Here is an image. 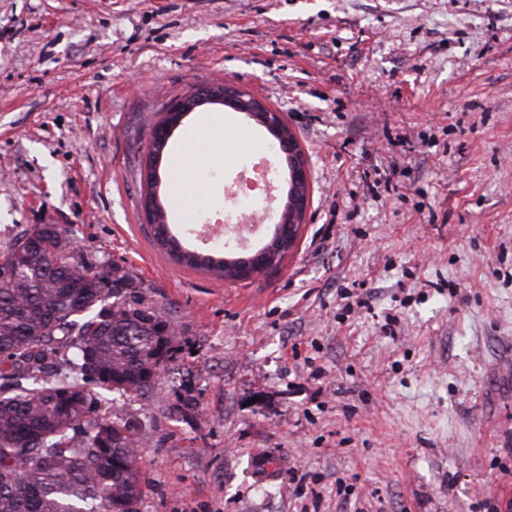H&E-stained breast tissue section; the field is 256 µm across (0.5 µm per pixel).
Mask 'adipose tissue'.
<instances>
[{
  "label": "adipose tissue",
  "instance_id": "1",
  "mask_svg": "<svg viewBox=\"0 0 512 512\" xmlns=\"http://www.w3.org/2000/svg\"><path fill=\"white\" fill-rule=\"evenodd\" d=\"M224 134V122L217 118L203 119L188 131L185 144L170 167L175 197L182 199L186 194L197 191V172L213 159L215 150L223 148Z\"/></svg>",
  "mask_w": 512,
  "mask_h": 512
}]
</instances>
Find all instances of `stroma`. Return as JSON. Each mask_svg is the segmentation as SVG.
I'll return each instance as SVG.
<instances>
[{"instance_id": "stroma-1", "label": "stroma", "mask_w": 512, "mask_h": 512, "mask_svg": "<svg viewBox=\"0 0 512 512\" xmlns=\"http://www.w3.org/2000/svg\"><path fill=\"white\" fill-rule=\"evenodd\" d=\"M222 78L282 114L311 170L282 263L178 266L140 214L164 106ZM239 131L167 202L199 251ZM64 228L177 321L145 417L141 512H491L512 499V0H0V242Z\"/></svg>"}]
</instances>
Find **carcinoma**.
Segmentation results:
<instances>
[{"label": "carcinoma", "instance_id": "cac0c4a2", "mask_svg": "<svg viewBox=\"0 0 512 512\" xmlns=\"http://www.w3.org/2000/svg\"><path fill=\"white\" fill-rule=\"evenodd\" d=\"M151 230L177 263L240 278L232 246L185 247L162 203ZM175 325L126 268L96 269L57 224L0 247V512H140L143 422L99 405L150 396Z\"/></svg>", "mask_w": 512, "mask_h": 512}]
</instances>
